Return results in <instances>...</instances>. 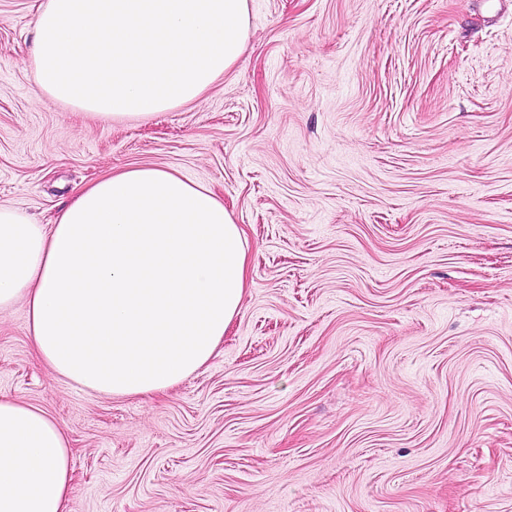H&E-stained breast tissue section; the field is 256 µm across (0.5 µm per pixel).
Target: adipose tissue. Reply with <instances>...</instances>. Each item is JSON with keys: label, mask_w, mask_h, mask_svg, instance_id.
Here are the masks:
<instances>
[{"label": "adipose tissue", "mask_w": 512, "mask_h": 512, "mask_svg": "<svg viewBox=\"0 0 512 512\" xmlns=\"http://www.w3.org/2000/svg\"><path fill=\"white\" fill-rule=\"evenodd\" d=\"M244 231L210 189L136 166L83 190L45 229L0 207V311L25 303L59 376L109 397L200 370L244 297ZM70 452L43 410L0 399V512H66Z\"/></svg>", "instance_id": "1"}]
</instances>
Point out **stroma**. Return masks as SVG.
Wrapping results in <instances>:
<instances>
[{"label": "stroma", "mask_w": 512, "mask_h": 512, "mask_svg": "<svg viewBox=\"0 0 512 512\" xmlns=\"http://www.w3.org/2000/svg\"><path fill=\"white\" fill-rule=\"evenodd\" d=\"M0 0V205L45 226L139 166L210 188L248 285L173 389L87 392L0 312V399L52 416L70 512H512V0H249L196 100L91 118Z\"/></svg>", "instance_id": "1"}]
</instances>
